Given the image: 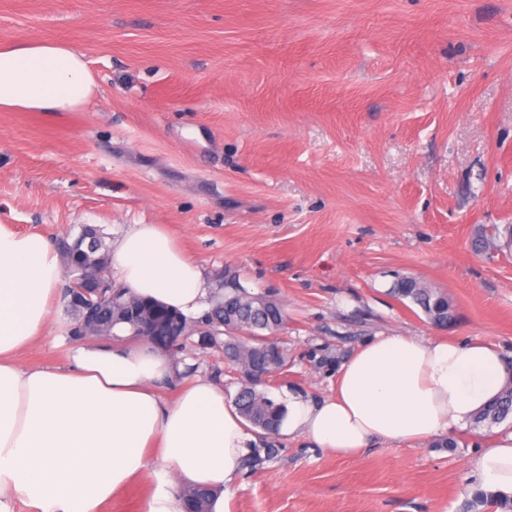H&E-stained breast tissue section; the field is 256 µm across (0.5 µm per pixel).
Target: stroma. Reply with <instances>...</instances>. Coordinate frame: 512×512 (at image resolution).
Listing matches in <instances>:
<instances>
[{"instance_id":"35a3bbf8","label":"stroma","mask_w":512,"mask_h":512,"mask_svg":"<svg viewBox=\"0 0 512 512\" xmlns=\"http://www.w3.org/2000/svg\"><path fill=\"white\" fill-rule=\"evenodd\" d=\"M86 54L98 93L74 112H0V224L50 242L161 224L204 269L288 314L270 398H323L338 361L399 333L492 344L512 360V250H473L512 225V0H0V44ZM412 276L448 296L427 323L389 293ZM56 328L17 356L64 366ZM333 364L319 366L322 356ZM457 447L382 442L357 459L301 439L243 472L231 512H468ZM500 237L506 239V245L500 243ZM512 246L511 228L505 225L502 229L498 225H492L489 229H482L481 233L475 241V246L479 251H502V247Z\"/></svg>"}]
</instances>
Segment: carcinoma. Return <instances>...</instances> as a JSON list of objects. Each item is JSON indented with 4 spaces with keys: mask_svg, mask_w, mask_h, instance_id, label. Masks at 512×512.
I'll list each match as a JSON object with an SVG mask.
<instances>
[{
    "mask_svg": "<svg viewBox=\"0 0 512 512\" xmlns=\"http://www.w3.org/2000/svg\"><path fill=\"white\" fill-rule=\"evenodd\" d=\"M512 243V230L493 225L482 229L475 246L482 252L500 251V238ZM82 251L90 257H107L109 249L96 229L91 237L78 234L63 251L67 256ZM390 293L400 301L417 306L426 319L436 327H445L453 319L451 305L445 293L432 288L414 277H400L390 288ZM224 308L209 304L206 329L209 348L224 350L228 363L245 376L235 396V404L244 420L272 437L287 415L285 405L269 398L261 390L266 382L252 376V368L262 363H272L276 372L288 366V348L280 340L279 333L285 328L287 315L283 303L270 293H251L234 274L224 276V287L218 289L217 303ZM102 314V335L114 338L116 330L126 329L133 337L142 333L147 322L158 332L155 340L167 349L165 341H181L179 349L189 344L199 345L195 336L200 334L196 319L181 312L118 288L113 296L99 298ZM512 415V386L483 408L474 418L476 426L491 427ZM277 453L272 444L264 440L261 447L252 450L243 461V468L253 470ZM184 512H209L210 493L200 487L186 489L182 494ZM473 503L487 512H512V494H503L477 488Z\"/></svg>",
    "mask_w": 512,
    "mask_h": 512,
    "instance_id": "obj_1",
    "label": "carcinoma"
}]
</instances>
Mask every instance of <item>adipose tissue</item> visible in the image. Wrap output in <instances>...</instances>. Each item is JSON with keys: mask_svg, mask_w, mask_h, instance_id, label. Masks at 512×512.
Wrapping results in <instances>:
<instances>
[{"mask_svg": "<svg viewBox=\"0 0 512 512\" xmlns=\"http://www.w3.org/2000/svg\"><path fill=\"white\" fill-rule=\"evenodd\" d=\"M95 92L80 49L42 39L0 45V110L72 112ZM112 272L120 287L185 315L204 309L201 266L161 225H133L117 240ZM61 277L54 244L0 224V512L17 500L35 512H98L145 476L154 485L146 512H183L181 483L209 489L212 512H227L259 438L219 381L195 376L164 401L175 366L142 340L83 341L65 370L17 364L47 333ZM511 384L512 361L494 345L376 336L344 360L329 397H291L279 433L357 458L378 442L448 433ZM472 467L484 489L512 494V432Z\"/></svg>", "mask_w": 512, "mask_h": 512, "instance_id": "ef3b65f1", "label": "adipose tissue"}]
</instances>
